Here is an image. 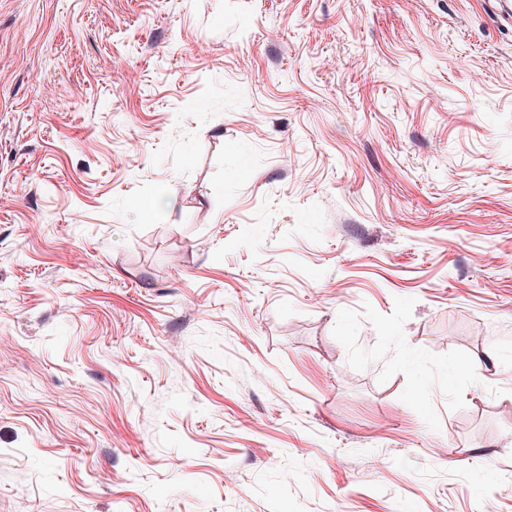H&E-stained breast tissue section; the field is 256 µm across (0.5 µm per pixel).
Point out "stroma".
Wrapping results in <instances>:
<instances>
[{"instance_id":"obj_1","label":"stroma","mask_w":512,"mask_h":512,"mask_svg":"<svg viewBox=\"0 0 512 512\" xmlns=\"http://www.w3.org/2000/svg\"><path fill=\"white\" fill-rule=\"evenodd\" d=\"M507 482L512 0H0V512Z\"/></svg>"}]
</instances>
